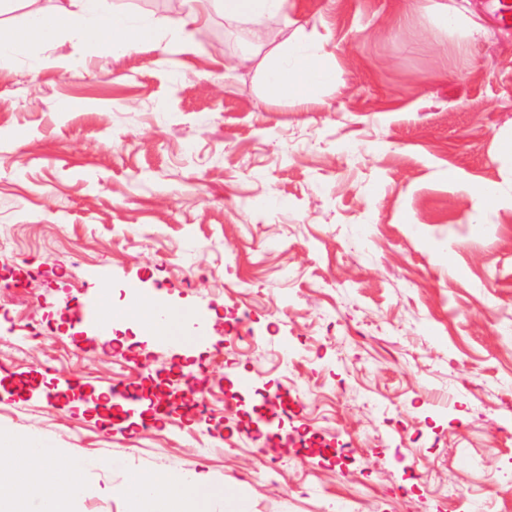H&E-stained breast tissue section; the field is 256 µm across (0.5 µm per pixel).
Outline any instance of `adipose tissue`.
Masks as SVG:
<instances>
[{
	"label": "adipose tissue",
	"instance_id": "1",
	"mask_svg": "<svg viewBox=\"0 0 512 512\" xmlns=\"http://www.w3.org/2000/svg\"><path fill=\"white\" fill-rule=\"evenodd\" d=\"M43 9L39 0H0V15L16 7L26 10L23 25L5 32L10 50L38 67L43 56L40 45L53 34L78 38L94 36L105 53L115 57L137 51L153 38L154 19L146 14L107 11L103 0H52ZM217 5L226 19L242 23L239 33L245 49L237 58L240 67L255 66L265 95L305 105L315 102L320 92L335 79L336 64L327 50V41L314 32L293 27L292 0H176L170 20L176 40H183L188 26L206 22L210 5ZM281 19L284 28L272 34L268 20ZM11 466L26 469L39 465L43 485L55 498L63 500L79 490L77 468L57 467V451L41 437L32 435L25 444L9 449ZM207 473L198 472L180 482L151 472L132 474L126 494L142 503L164 504V512H179L182 501H199L211 491Z\"/></svg>",
	"mask_w": 512,
	"mask_h": 512
}]
</instances>
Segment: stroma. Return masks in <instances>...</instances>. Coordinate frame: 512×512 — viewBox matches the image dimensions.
<instances>
[{"instance_id":"obj_1","label":"stroma","mask_w":512,"mask_h":512,"mask_svg":"<svg viewBox=\"0 0 512 512\" xmlns=\"http://www.w3.org/2000/svg\"><path fill=\"white\" fill-rule=\"evenodd\" d=\"M491 2L470 0L486 34L461 36L435 25L460 0H295L336 57L310 106L226 76L222 12L192 51L158 49L169 0H107L158 23L125 56L50 43L33 71L0 50V270L23 282L0 287V444L34 433L84 464L44 512H136L132 470L208 473L206 512H512V26ZM98 276L117 311L137 289L214 314L210 343L68 331ZM190 365L206 422L106 427L43 395L76 378L156 399ZM37 486L0 468V512Z\"/></svg>"}]
</instances>
